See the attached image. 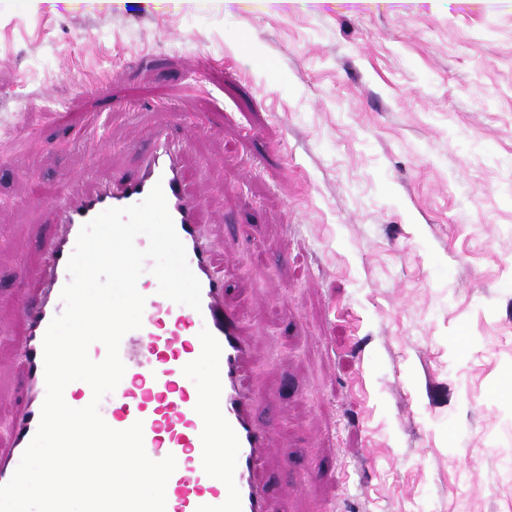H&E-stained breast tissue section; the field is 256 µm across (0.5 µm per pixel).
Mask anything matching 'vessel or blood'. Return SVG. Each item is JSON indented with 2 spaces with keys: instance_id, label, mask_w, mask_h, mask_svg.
<instances>
[{
  "instance_id": "vessel-or-blood-1",
  "label": "vessel or blood",
  "mask_w": 512,
  "mask_h": 512,
  "mask_svg": "<svg viewBox=\"0 0 512 512\" xmlns=\"http://www.w3.org/2000/svg\"><path fill=\"white\" fill-rule=\"evenodd\" d=\"M185 149V142L159 129L151 133L134 173L113 174L78 199L58 188L32 191L33 202L53 211L56 229L45 239L42 263L33 273L37 292L19 311L26 333L20 353L23 401L10 426V444L0 448V485L11 480L39 426L46 396L43 339L62 312L67 263L82 225L106 209L142 201L159 183L201 283V307L175 303L139 282L146 298L142 326L122 338L119 353L126 371L99 412L116 430L141 423L152 460L174 456L165 512H270L262 478L269 430L254 419L256 395L243 373L249 343L239 312L225 300L227 284L215 272L207 230L197 220L200 202L187 190L181 166ZM206 358L216 366L203 390L191 374ZM225 448L231 452L227 461L221 456Z\"/></svg>"
}]
</instances>
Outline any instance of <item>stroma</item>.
<instances>
[{
	"instance_id": "obj_1",
	"label": "stroma",
	"mask_w": 512,
	"mask_h": 512,
	"mask_svg": "<svg viewBox=\"0 0 512 512\" xmlns=\"http://www.w3.org/2000/svg\"><path fill=\"white\" fill-rule=\"evenodd\" d=\"M153 129L246 323L273 512H512V0L0 2V423L31 181L83 196Z\"/></svg>"
}]
</instances>
